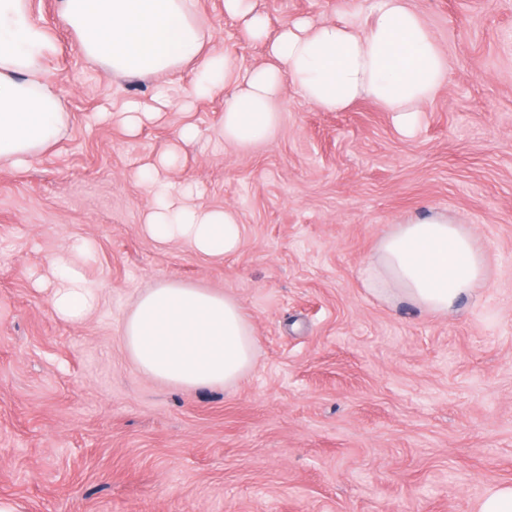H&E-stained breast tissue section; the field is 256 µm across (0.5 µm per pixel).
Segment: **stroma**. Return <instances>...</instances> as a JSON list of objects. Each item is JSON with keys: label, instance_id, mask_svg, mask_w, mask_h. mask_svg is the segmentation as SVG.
I'll return each instance as SVG.
<instances>
[{"label": "stroma", "instance_id": "1", "mask_svg": "<svg viewBox=\"0 0 512 512\" xmlns=\"http://www.w3.org/2000/svg\"><path fill=\"white\" fill-rule=\"evenodd\" d=\"M241 68L266 60L224 0H197ZM449 60L412 131L362 99L325 112L286 87L267 141L224 143L232 88L129 133L118 105L151 80L111 78L33 0L58 45L43 78L69 113L28 168L0 167V499L18 512H475L512 483V0H413ZM369 0H255L269 36L292 20L368 22ZM194 124L196 140L179 138ZM235 210L240 250L215 260L141 230L139 171ZM470 229L487 276L435 317L370 289L378 241L415 215ZM87 239L101 303L54 316L53 260ZM164 280L227 293L255 340L235 384L186 389L140 372L121 340Z\"/></svg>", "mask_w": 512, "mask_h": 512}]
</instances>
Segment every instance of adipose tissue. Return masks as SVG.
Masks as SVG:
<instances>
[{"label":"adipose tissue","instance_id":"ef3b65f1","mask_svg":"<svg viewBox=\"0 0 512 512\" xmlns=\"http://www.w3.org/2000/svg\"><path fill=\"white\" fill-rule=\"evenodd\" d=\"M196 0H59L58 22L76 36L91 64L116 77L156 79L150 100H130L112 118L128 130L160 116L180 95L162 75L190 65L198 99L233 87L224 106L225 142L248 146L268 139L277 123L273 105L285 85L327 111L369 98L412 127L420 106L444 82L443 55L411 0H376L368 26L297 22L268 39L266 21L253 0H224L242 18L250 37L267 41L269 63L241 70L208 45ZM57 51L52 34L32 17L31 0H0V164L28 166L53 147L67 121L65 101L41 78ZM151 198L143 231L160 244L178 241L192 251L222 259L239 251L243 228L234 211L190 202V188L140 174ZM93 256L75 241L54 261L51 310L59 319L83 322L99 305V290L84 265ZM485 261L471 233L434 213L395 225L382 237L366 269L373 289L437 316L457 311L483 280ZM122 340L137 367L170 384L228 386L254 361V340L240 303L223 293L162 281L138 295L122 327Z\"/></svg>","mask_w":512,"mask_h":512}]
</instances>
